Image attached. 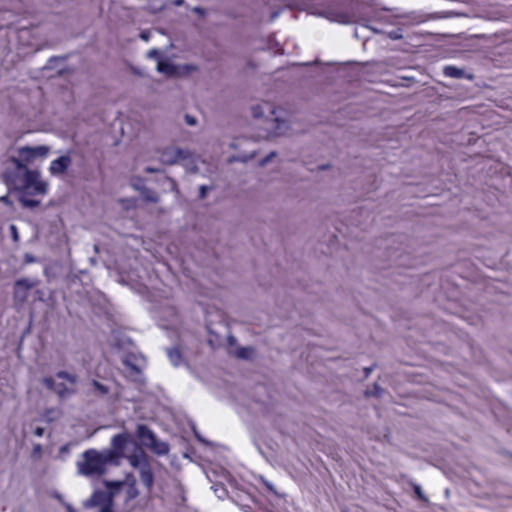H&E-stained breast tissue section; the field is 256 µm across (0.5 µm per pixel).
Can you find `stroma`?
<instances>
[{
	"instance_id": "stroma-1",
	"label": "stroma",
	"mask_w": 512,
	"mask_h": 512,
	"mask_svg": "<svg viewBox=\"0 0 512 512\" xmlns=\"http://www.w3.org/2000/svg\"><path fill=\"white\" fill-rule=\"evenodd\" d=\"M321 7L308 70L252 0H0V164L63 155L0 186V512L134 424L132 512H512V0ZM16 153L18 154V158L17 154H15L7 164L1 165L0 169L1 173H3L16 161L13 168L3 179H1L0 176V184L5 186L7 193H10L17 198L25 197L35 199L42 195L32 201L30 205L34 208V211H37L43 206L52 182L60 175L62 160L54 157L50 162L51 154L56 152L52 151L50 146L40 143H27L19 147ZM43 169L42 194L41 172ZM13 196H11L13 202L17 204V201ZM176 383L172 387V393L177 400L191 408L194 412L201 410L198 418L202 423L210 427L209 421L213 415L224 416V409L211 403L209 395L188 374H176Z\"/></svg>"
}]
</instances>
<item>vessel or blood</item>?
Wrapping results in <instances>:
<instances>
[{
	"label": "vessel or blood",
	"mask_w": 512,
	"mask_h": 512,
	"mask_svg": "<svg viewBox=\"0 0 512 512\" xmlns=\"http://www.w3.org/2000/svg\"><path fill=\"white\" fill-rule=\"evenodd\" d=\"M256 25L261 40L275 49L292 48L307 68L325 67L351 53L344 30L316 8L314 0H261ZM323 27L330 29V37L313 39L312 30Z\"/></svg>",
	"instance_id": "vessel-or-blood-1"
}]
</instances>
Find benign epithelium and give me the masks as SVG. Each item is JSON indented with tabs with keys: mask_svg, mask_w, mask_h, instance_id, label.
Returning a JSON list of instances; mask_svg holds the SVG:
<instances>
[{
	"mask_svg": "<svg viewBox=\"0 0 512 512\" xmlns=\"http://www.w3.org/2000/svg\"><path fill=\"white\" fill-rule=\"evenodd\" d=\"M61 160L53 159L42 173L43 194L32 201L31 207L43 206L52 182L59 177ZM163 444L145 428L129 427L112 435L101 447L108 460V476L114 480L116 492L102 496L99 485L91 482L83 499V512H131L132 506L152 488Z\"/></svg>",
	"mask_w": 512,
	"mask_h": 512,
	"instance_id": "obj_1",
	"label": "benign epithelium"
}]
</instances>
